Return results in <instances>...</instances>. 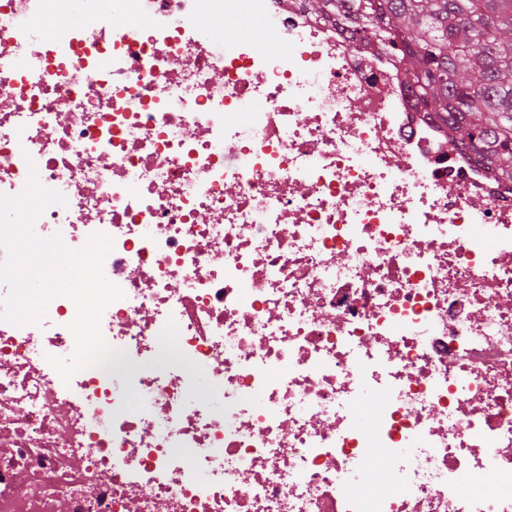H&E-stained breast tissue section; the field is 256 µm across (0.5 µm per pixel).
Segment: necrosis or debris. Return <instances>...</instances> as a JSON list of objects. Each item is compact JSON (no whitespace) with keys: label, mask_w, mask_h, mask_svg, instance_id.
<instances>
[{"label":"necrosis or debris","mask_w":512,"mask_h":512,"mask_svg":"<svg viewBox=\"0 0 512 512\" xmlns=\"http://www.w3.org/2000/svg\"><path fill=\"white\" fill-rule=\"evenodd\" d=\"M76 10L0 0V193L36 166L37 235L112 237L127 357L66 383L71 299L0 321V512H512V185L302 0L35 37Z\"/></svg>","instance_id":"obj_1"}]
</instances>
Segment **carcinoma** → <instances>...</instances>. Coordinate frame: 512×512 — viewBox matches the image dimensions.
<instances>
[{
  "instance_id": "cac0c4a2",
  "label": "carcinoma",
  "mask_w": 512,
  "mask_h": 512,
  "mask_svg": "<svg viewBox=\"0 0 512 512\" xmlns=\"http://www.w3.org/2000/svg\"><path fill=\"white\" fill-rule=\"evenodd\" d=\"M311 12L415 77L409 91L451 149L512 182V0H316Z\"/></svg>"
}]
</instances>
